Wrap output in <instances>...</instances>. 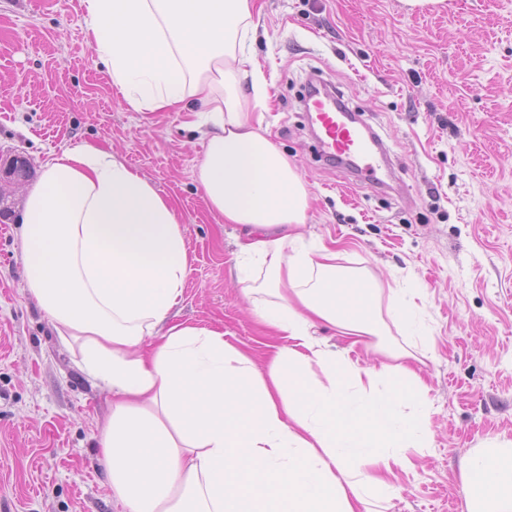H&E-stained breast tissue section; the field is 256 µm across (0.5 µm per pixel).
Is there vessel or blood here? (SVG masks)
<instances>
[{
    "label": "vessel or blood",
    "instance_id": "vessel-or-blood-1",
    "mask_svg": "<svg viewBox=\"0 0 512 512\" xmlns=\"http://www.w3.org/2000/svg\"><path fill=\"white\" fill-rule=\"evenodd\" d=\"M303 106L320 156L358 180L377 182L388 158L381 139L351 109L332 106L323 87L312 85Z\"/></svg>",
    "mask_w": 512,
    "mask_h": 512
}]
</instances>
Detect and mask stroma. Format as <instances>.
<instances>
[{"mask_svg":"<svg viewBox=\"0 0 512 512\" xmlns=\"http://www.w3.org/2000/svg\"><path fill=\"white\" fill-rule=\"evenodd\" d=\"M264 128L308 184L306 231L351 265L423 291L432 350L414 362L433 406L430 447L398 470L389 512H463L460 464L512 439V0H256ZM81 0H0V173L35 175L75 146L115 153L176 205L192 268L169 323L223 331L264 360L269 332L240 297L233 227L194 181L205 145L187 112H135L86 40ZM382 139L387 189L320 157L297 100L312 73ZM0 217V512H116L96 438L112 393L58 341L24 288L8 180Z\"/></svg>","mask_w":512,"mask_h":512,"instance_id":"1","label":"stroma"}]
</instances>
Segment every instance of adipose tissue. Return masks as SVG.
Returning <instances> with one entry per match:
<instances>
[{
    "instance_id": "ef3b65f1",
    "label": "adipose tissue",
    "mask_w": 512,
    "mask_h": 512,
    "mask_svg": "<svg viewBox=\"0 0 512 512\" xmlns=\"http://www.w3.org/2000/svg\"><path fill=\"white\" fill-rule=\"evenodd\" d=\"M87 44L135 112H193L194 172L240 227L234 267L264 363L223 333L167 324L192 258L174 204L112 153L49 162L21 215L27 292L60 342L112 390L98 435L119 512H386L389 478L428 447L434 410L401 335L429 351L419 289L347 265L304 233L310 190L263 133L254 0H82ZM337 329L386 362L315 337ZM467 512H512V439L461 469Z\"/></svg>"
}]
</instances>
